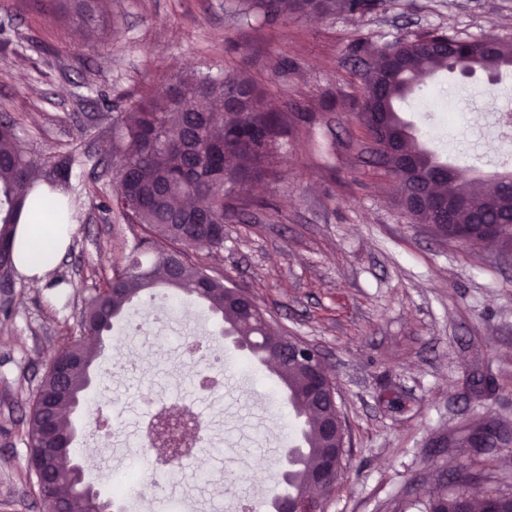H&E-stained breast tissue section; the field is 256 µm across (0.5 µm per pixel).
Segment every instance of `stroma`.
Returning <instances> with one entry per match:
<instances>
[{
	"instance_id": "1",
	"label": "stroma",
	"mask_w": 512,
	"mask_h": 512,
	"mask_svg": "<svg viewBox=\"0 0 512 512\" xmlns=\"http://www.w3.org/2000/svg\"><path fill=\"white\" fill-rule=\"evenodd\" d=\"M238 0H100L85 31L72 0H0V119L15 121L24 151L43 170L69 154L97 163L90 183L74 169L58 191L70 203L71 242L43 287L14 277L0 313V512H42L27 476L26 404L54 354L80 336L86 298L126 256L149 261L141 231L106 211L112 128L134 98L190 73L239 70L265 106L289 116L275 149L278 180L257 184L250 213L224 222V247L192 259L248 289L274 325L313 346L335 379L348 442L346 473L326 512H393L399 501L452 484L457 470L484 475L478 492L512 494V447L475 455L446 437L492 417L512 430V260L481 242L437 237L404 213L391 175L373 162L359 123L360 73L371 52L435 29L512 41V0H384L365 15L243 16ZM460 93L448 113L425 112L438 91ZM484 108L512 103V71L440 77L404 105L425 143L473 177L512 171L485 137L457 151L451 130ZM187 311L174 318L170 303ZM138 329H130V321ZM223 360L224 386H196L186 341ZM90 404L73 414L74 460L111 493L135 466L156 496L174 489L131 433L148 398L179 392L211 417L213 434L189 470L186 512H239L281 483L280 459L296 419L273 373L225 340L219 318L193 295L159 286L104 333ZM111 400H102L104 389ZM117 413L109 429L98 412Z\"/></svg>"
}]
</instances>
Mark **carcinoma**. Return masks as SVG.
Masks as SVG:
<instances>
[{"instance_id": "obj_1", "label": "carcinoma", "mask_w": 512, "mask_h": 512, "mask_svg": "<svg viewBox=\"0 0 512 512\" xmlns=\"http://www.w3.org/2000/svg\"><path fill=\"white\" fill-rule=\"evenodd\" d=\"M77 16L89 27L95 21V3L99 0H76ZM268 16L284 14H316L322 17L338 12L370 13L381 0H255ZM488 37L461 38L455 34L432 31L413 41L391 44L402 63L394 79L383 81L390 67V56L381 52L363 71L364 101L359 113L360 123L372 137L385 133L396 144L403 158L437 172L434 197H456L464 207L456 214L457 226L435 223L434 205L427 206L418 221L435 224L437 235L446 238L457 227L468 225L470 211L483 209L489 218L500 223L497 242L512 250V182L508 177L495 184H480L464 179L456 168L437 157L411 133L410 125L399 113L398 104L412 93L417 81L448 69V57L434 46L456 42L460 46L457 64L472 72L498 74L512 69V42L496 40V50L487 52ZM261 95L253 80L242 74L227 72L212 75L180 76L161 88L141 95L131 104L132 112L124 122L113 155V180L116 192L112 206L132 223L140 226V245L161 249L154 260L144 263L126 259L112 264L111 272L102 278L103 291L87 301L82 331L99 336L112 328V322L125 306L146 290L163 285L174 291L195 294L208 304L227 327L239 337L242 345L255 348L250 354L273 365L280 383L287 389L288 404L301 419L305 440L300 463L288 481V494H299L314 486L319 467L327 458L330 440L326 427L332 412L314 407L308 401L313 376L322 369L310 368L288 359L282 349L262 346L263 337L279 336L266 313L254 306L252 297H244L229 289L224 278L193 262L188 251L197 248H224L221 236L188 237V224H222L231 212L241 213L255 201L241 192L244 185L277 178L274 149L288 126L284 112H266L256 106ZM80 157L70 154L55 163L62 171L58 178L66 181ZM56 178V179H58ZM56 179L42 178L37 165L24 152L13 120H0V242L13 245L16 225L29 203L45 199L36 192L41 182L56 190ZM61 358L79 359L90 367L98 359L100 348L81 338L72 340L61 351ZM89 384V372L73 370L67 380L71 396L82 397ZM58 399L54 370L44 372L36 395L29 404L25 419L28 438V472L37 478V469L44 467L52 475L47 493L40 495L42 512H53L55 503L66 501L81 506V512H105L108 501L95 495L83 482L82 472L71 462L73 448L68 438L74 431L65 415L55 418V433L64 449L46 459L43 426L44 405ZM470 481L448 491L442 486L426 496L407 499L395 512H474L475 494L472 482L481 480L477 474ZM480 512H512V496L487 494L480 499Z\"/></svg>"}]
</instances>
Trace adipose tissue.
Segmentation results:
<instances>
[{
	"instance_id": "adipose-tissue-1",
	"label": "adipose tissue",
	"mask_w": 512,
	"mask_h": 512,
	"mask_svg": "<svg viewBox=\"0 0 512 512\" xmlns=\"http://www.w3.org/2000/svg\"><path fill=\"white\" fill-rule=\"evenodd\" d=\"M71 231L68 224L18 225L13 242L15 264L31 287L43 286L68 246Z\"/></svg>"
}]
</instances>
